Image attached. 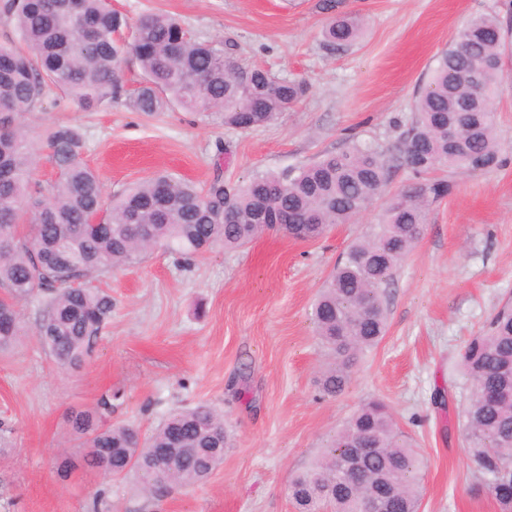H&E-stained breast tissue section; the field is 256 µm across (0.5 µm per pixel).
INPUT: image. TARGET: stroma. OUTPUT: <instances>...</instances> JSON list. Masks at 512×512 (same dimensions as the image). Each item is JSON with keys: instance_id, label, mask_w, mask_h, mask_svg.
Listing matches in <instances>:
<instances>
[{"instance_id": "obj_1", "label": "stroma", "mask_w": 512, "mask_h": 512, "mask_svg": "<svg viewBox=\"0 0 512 512\" xmlns=\"http://www.w3.org/2000/svg\"><path fill=\"white\" fill-rule=\"evenodd\" d=\"M319 2L112 0L129 21L148 11L175 15L195 38L235 42L240 63L302 81L300 102L264 127L236 130L220 114L178 108L147 116L120 103L85 112L54 92L24 122L38 134L81 126L83 160L109 193L159 171L200 186L219 173L240 184L354 138L395 144L463 23L491 10L512 20V0H340L366 29L356 44L332 51L322 42L328 15ZM506 69L493 102L502 167L438 170L451 191L431 206L387 290V333L343 394L317 396L324 356L311 304L347 246L411 183L402 166L370 210L317 240L268 231L242 250L218 245L186 262L158 248L113 270L103 282L112 316L79 369L61 372L32 335L0 352V512H296L291 477L371 398L390 406L422 456L419 512H500L476 485L459 426L471 388L459 352L512 298V57ZM106 394L107 423L145 433L172 411L216 408L232 439L223 464L202 483L151 494L135 476L88 469L67 416ZM66 458L73 467L62 478Z\"/></svg>"}]
</instances>
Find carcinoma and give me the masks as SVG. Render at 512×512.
<instances>
[{
	"label": "carcinoma",
	"mask_w": 512,
	"mask_h": 512,
	"mask_svg": "<svg viewBox=\"0 0 512 512\" xmlns=\"http://www.w3.org/2000/svg\"><path fill=\"white\" fill-rule=\"evenodd\" d=\"M337 7V0H323L322 9L334 12L323 30L332 49L355 43L364 27L361 17ZM4 10L16 39L0 42V351L28 334L19 304L35 297L33 334L60 368L78 369L112 315V296L97 285L112 269L141 262L156 246L185 260L216 244L242 249L279 213L302 224L298 230L284 225V233L315 240L370 208L403 164L415 181L348 246L312 305L315 335L330 357L318 392L335 398L386 334L387 288L423 235L428 207L448 195V181L428 174L445 167L491 172L502 162L493 99L512 41L490 11L468 19L441 52L415 98L410 128L390 147L355 142L295 170L257 173L243 184L217 177L204 189L157 174L108 195L83 162L81 127L57 125L42 135L57 179L32 191L37 148L22 119L51 89L84 111L122 99L146 115L174 107L217 112L224 125L241 131L268 125L305 89L260 66L237 64L236 45L200 41L169 15L146 12L131 25L110 0H6ZM129 57L143 75L131 93L121 69ZM24 211L27 229L19 225ZM99 212L102 223H89ZM460 362L472 382L463 429L475 479L501 512H512L511 303L467 341ZM69 422L86 437L88 465L109 477L133 473L148 487L155 476L170 486L200 483L229 447L223 417L207 404L169 414L150 434L133 424L104 426L91 410L71 412ZM175 439L197 453L169 460L163 450ZM356 448L367 453L354 476L343 461ZM421 465L389 406L369 399L288 490L300 512H363L365 499L380 512H419Z\"/></svg>",
	"instance_id": "cac0c4a2"
}]
</instances>
